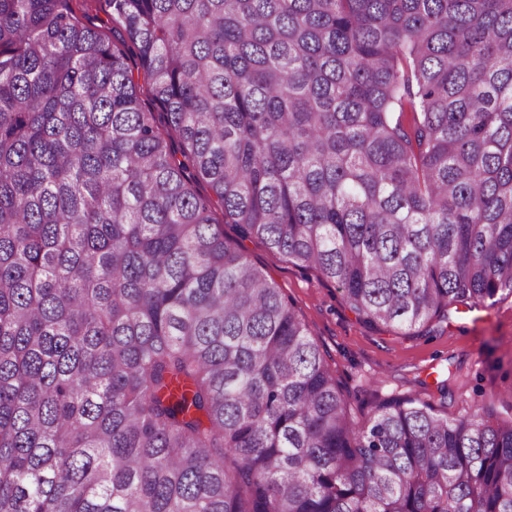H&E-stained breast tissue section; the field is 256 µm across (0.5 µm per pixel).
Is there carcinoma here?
<instances>
[{
  "instance_id": "cac0c4a2",
  "label": "carcinoma",
  "mask_w": 512,
  "mask_h": 512,
  "mask_svg": "<svg viewBox=\"0 0 512 512\" xmlns=\"http://www.w3.org/2000/svg\"><path fill=\"white\" fill-rule=\"evenodd\" d=\"M72 2L0 0V512H512V416L354 421L216 219L406 335L512 295V0ZM77 13L83 17L85 24L101 32L109 42L117 43V33L122 31V27L112 21L105 0H87L82 10Z\"/></svg>"
}]
</instances>
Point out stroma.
I'll use <instances>...</instances> for the list:
<instances>
[{
	"instance_id": "1",
	"label": "stroma",
	"mask_w": 512,
	"mask_h": 512,
	"mask_svg": "<svg viewBox=\"0 0 512 512\" xmlns=\"http://www.w3.org/2000/svg\"><path fill=\"white\" fill-rule=\"evenodd\" d=\"M244 252L263 267L293 302L348 398V411L363 420L370 403L421 392L423 384L448 378V397L432 395L448 417L492 407L512 414V295L498 296L488 310L450 311L447 322L431 323L418 335L359 321L334 283L288 262L255 239H239Z\"/></svg>"
}]
</instances>
